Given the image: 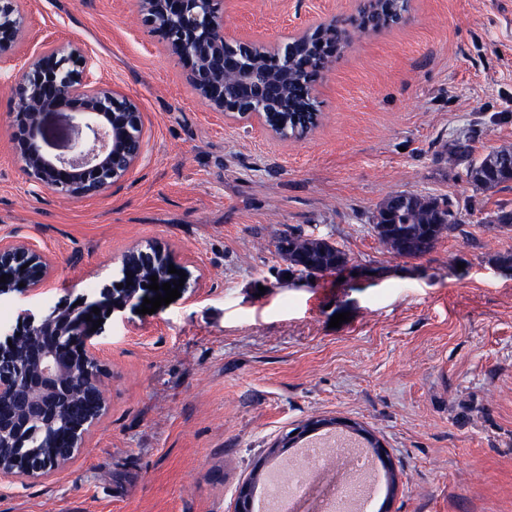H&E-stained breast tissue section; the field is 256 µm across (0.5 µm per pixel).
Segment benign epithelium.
<instances>
[{"mask_svg":"<svg viewBox=\"0 0 512 512\" xmlns=\"http://www.w3.org/2000/svg\"><path fill=\"white\" fill-rule=\"evenodd\" d=\"M143 25L165 42L182 64L187 81L205 105L239 121L258 119L267 130L288 138L291 123L307 133L317 121V108L288 111V73L304 32L282 45L244 40L224 31V16L215 0H139ZM27 15L20 0H0V64L17 70L11 85L16 103L13 139L23 162L24 175L66 198H92L121 181L142 157V128L137 102L118 95L96 77L97 63L90 56L66 52L63 44L29 52ZM71 112V135L66 152L47 155L43 139L44 113ZM126 263L138 274L157 276L158 284L180 279L168 273L181 266L171 255L158 252L126 254ZM49 263L37 246L23 240H0V295L25 293L41 285ZM129 293L117 302L108 293H84L71 303L67 294L47 310H27L18 316L19 330L27 332L35 354L27 363L17 362L8 375L0 374V479L27 480L44 477L64 466L82 447L85 435L104 411V400L94 394L93 412L74 424L69 442L44 458L23 449L24 431L47 426L54 411L66 407L71 396L63 382L76 375L72 359L79 356L84 376L103 380L108 372L98 358L97 338L113 313L132 301L143 302L164 290L122 288ZM100 309L99 313L92 308ZM91 320H86V316ZM101 323L98 329L93 324ZM250 484L237 494L236 512H252Z\"/></svg>","mask_w":512,"mask_h":512,"instance_id":"7a95c632","label":"benign epithelium"}]
</instances>
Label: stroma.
I'll return each mask as SVG.
<instances>
[{
  "label": "stroma",
  "instance_id": "obj_1",
  "mask_svg": "<svg viewBox=\"0 0 512 512\" xmlns=\"http://www.w3.org/2000/svg\"><path fill=\"white\" fill-rule=\"evenodd\" d=\"M230 34L263 42L333 21L348 46L314 85L319 120L283 140L210 111L146 29L137 0H25L30 48L68 44L139 105L141 160L105 195L26 179L0 66V239L50 272L29 301L99 289L132 250L184 267L169 305L129 304L99 339L106 411L64 467L0 480V512H234L281 436L346 420L391 454L390 512H512V186L469 160L512 148V0H409L358 33L362 0H218ZM469 149L454 159V146ZM445 197L460 223L419 258L372 230L396 192ZM335 242L346 268L311 278L278 251L289 229ZM0 296V313L28 301ZM348 322L330 327L334 314Z\"/></svg>",
  "mask_w": 512,
  "mask_h": 512
}]
</instances>
